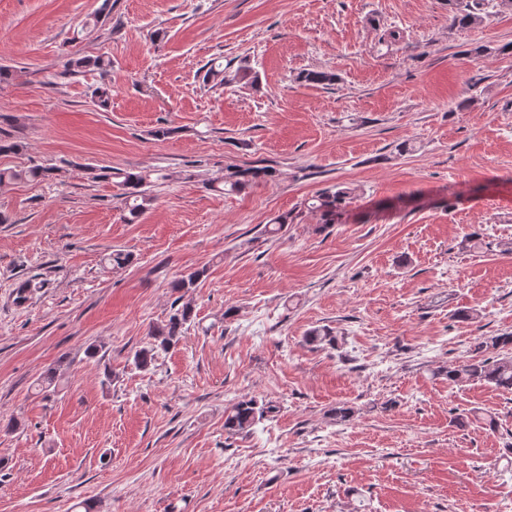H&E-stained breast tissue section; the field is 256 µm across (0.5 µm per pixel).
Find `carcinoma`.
I'll return each instance as SVG.
<instances>
[{
	"label": "carcinoma",
	"mask_w": 512,
	"mask_h": 512,
	"mask_svg": "<svg viewBox=\"0 0 512 512\" xmlns=\"http://www.w3.org/2000/svg\"><path fill=\"white\" fill-rule=\"evenodd\" d=\"M448 19L455 28H470L481 24L494 7L493 0H447ZM112 11V0H103L99 9L81 27V31L92 32L101 18ZM112 62L102 57L89 58L77 54L68 58L65 71L80 72L94 68L103 72L111 67ZM249 70L238 67L229 72L210 65L202 77L207 82L219 79V84L227 85L246 78ZM297 80L307 85L329 86L336 81V75L319 70H305L298 74ZM279 177L277 169L271 166H234L224 174V193H240L260 182L274 181ZM56 179V167L43 164L35 159L30 165L16 168H0V185L18 181H52ZM151 183L148 171L126 172L120 181L121 203L124 219L132 223L148 209L152 197L147 194L145 186ZM357 197L356 189L333 185L320 190L307 202V209L320 214L323 224H341ZM204 270H195L175 281L173 288L178 293H187L194 288ZM181 298H176L171 305V313L165 323L151 331L152 342L134 353V363L140 369L153 365L161 352L175 348L184 337L187 324L193 320V309ZM479 356L458 361L444 371L448 383H482L497 389L512 392V333L487 336L476 346ZM277 412L276 405L260 402L255 398H243L224 409V431L229 435L246 433L257 423Z\"/></svg>",
	"instance_id": "carcinoma-1"
}]
</instances>
